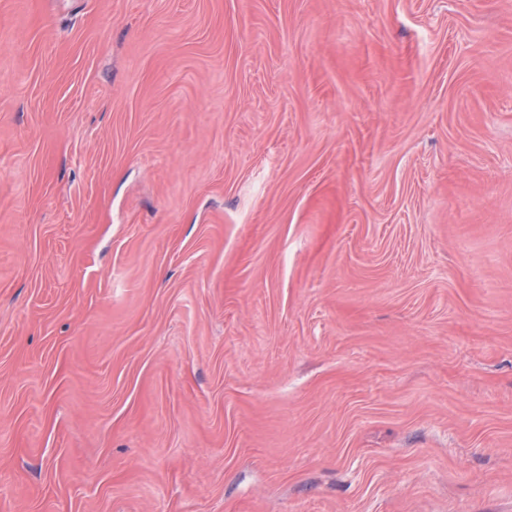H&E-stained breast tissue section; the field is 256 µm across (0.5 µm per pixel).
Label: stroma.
Returning <instances> with one entry per match:
<instances>
[{
	"label": "stroma",
	"instance_id": "1",
	"mask_svg": "<svg viewBox=\"0 0 512 512\" xmlns=\"http://www.w3.org/2000/svg\"><path fill=\"white\" fill-rule=\"evenodd\" d=\"M0 512H512V0H0Z\"/></svg>",
	"mask_w": 512,
	"mask_h": 512
}]
</instances>
